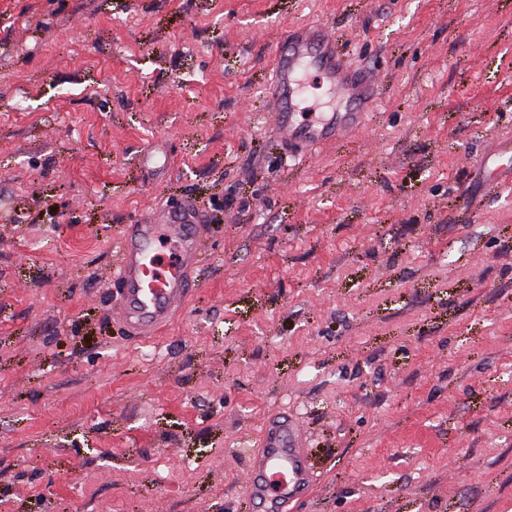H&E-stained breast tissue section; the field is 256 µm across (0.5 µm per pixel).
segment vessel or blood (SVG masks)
<instances>
[{
    "mask_svg": "<svg viewBox=\"0 0 512 512\" xmlns=\"http://www.w3.org/2000/svg\"><path fill=\"white\" fill-rule=\"evenodd\" d=\"M314 87L333 100L348 95L352 108L305 116L302 103ZM375 92L368 77L338 67L334 41L326 34L304 31L275 53L270 96L289 152L309 154L333 143L338 128L361 123L359 103ZM206 222L196 201L186 198L177 207L153 209L146 219L127 225L112 279L122 322L133 339L157 337L184 308ZM315 481L299 426L288 419L268 420L245 477L252 496L266 503L269 512H292Z\"/></svg>",
    "mask_w": 512,
    "mask_h": 512,
    "instance_id": "b4317fda",
    "label": "vessel or blood"
}]
</instances>
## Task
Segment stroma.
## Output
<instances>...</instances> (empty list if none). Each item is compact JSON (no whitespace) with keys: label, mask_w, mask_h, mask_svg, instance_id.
Returning <instances> with one entry per match:
<instances>
[{"label":"stroma","mask_w":512,"mask_h":512,"mask_svg":"<svg viewBox=\"0 0 512 512\" xmlns=\"http://www.w3.org/2000/svg\"><path fill=\"white\" fill-rule=\"evenodd\" d=\"M322 24L362 128L292 161L264 92ZM512 0H0V512H512ZM193 198L189 299L135 344L126 224ZM299 426L279 417L268 420L261 431V448L251 457L245 482L252 496L272 512L294 510L314 485Z\"/></svg>","instance_id":"35a3bbf8"}]
</instances>
